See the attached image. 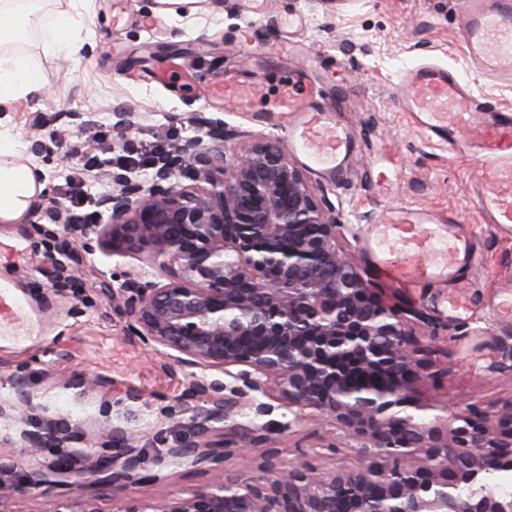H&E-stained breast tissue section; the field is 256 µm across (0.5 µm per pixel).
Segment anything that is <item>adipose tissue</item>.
<instances>
[{"label":"adipose tissue","mask_w":512,"mask_h":512,"mask_svg":"<svg viewBox=\"0 0 512 512\" xmlns=\"http://www.w3.org/2000/svg\"><path fill=\"white\" fill-rule=\"evenodd\" d=\"M43 0H0V106L37 94L41 89L38 67L28 59L11 55L13 47L38 35L44 51L71 52L81 18L74 8L55 11L53 19L34 27V17ZM8 144L0 143V220L23 218L31 201L42 192L39 173L11 155Z\"/></svg>","instance_id":"1"}]
</instances>
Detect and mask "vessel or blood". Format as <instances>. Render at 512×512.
<instances>
[{"mask_svg": "<svg viewBox=\"0 0 512 512\" xmlns=\"http://www.w3.org/2000/svg\"><path fill=\"white\" fill-rule=\"evenodd\" d=\"M462 37L471 71L484 81L512 83V0H463ZM400 99L416 127L431 140L479 158L471 195L482 223L512 233V112L478 99L469 82L451 68L426 61L407 68ZM286 94L274 105V119L288 130V145L306 165L340 176L355 154V133L335 122L330 111L306 95L298 76L285 80ZM215 90L224 98L247 100L250 83L235 70L221 72ZM397 176L391 157H375L368 171L376 195L390 193ZM361 248L388 281L406 288L425 282L458 281L476 262L471 234L456 213L439 214L412 205L396 207L369 225ZM26 294L0 279V338L25 344L14 331L17 318L30 315Z\"/></svg>", "mask_w": 512, "mask_h": 512, "instance_id": "obj_1", "label": "vessel or blood"}]
</instances>
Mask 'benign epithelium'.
<instances>
[{
    "mask_svg": "<svg viewBox=\"0 0 512 512\" xmlns=\"http://www.w3.org/2000/svg\"><path fill=\"white\" fill-rule=\"evenodd\" d=\"M79 130L94 116L56 113ZM202 134L187 147L156 155L142 178L112 169V193L96 199L92 224H72L63 211L33 203L28 223L48 239L58 230L75 245L62 251L54 288L76 287L71 271L100 252L140 258L157 274L102 275L127 335L190 371L178 403L161 409L185 416L184 434L168 444L159 468L190 462L223 470L267 440L259 420L282 411L291 427L326 421L324 448L356 444L354 468L320 471L307 462L286 468L267 459L265 476L240 471L220 485L157 501L129 498L116 512H512V494L492 489L493 473L512 476V406L493 419L468 404L453 416L416 398L439 367L435 337L420 336L426 316L387 303L382 289L349 256L336 208L317 196L281 139L244 143L222 121L195 117ZM137 112L112 113V129L130 132ZM188 182L181 181V178ZM0 421L16 426L13 447L38 458L47 446L77 438L63 418H48L27 383L26 368L10 377ZM105 403L95 426L112 453L64 456L51 475L29 470L0 481V504L13 494L66 487L74 508L106 512L91 489L125 490L154 481L145 474L134 432Z\"/></svg>",
    "mask_w": 512,
    "mask_h": 512,
    "instance_id": "7a95c632",
    "label": "benign epithelium"
}]
</instances>
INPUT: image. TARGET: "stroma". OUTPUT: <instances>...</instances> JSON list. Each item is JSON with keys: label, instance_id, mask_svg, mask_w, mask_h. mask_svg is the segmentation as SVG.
I'll use <instances>...</instances> for the list:
<instances>
[{"label": "stroma", "instance_id": "1", "mask_svg": "<svg viewBox=\"0 0 512 512\" xmlns=\"http://www.w3.org/2000/svg\"><path fill=\"white\" fill-rule=\"evenodd\" d=\"M74 8L84 20L78 53L39 56L42 93L17 99L0 113V140L40 170L59 208L67 207L74 189L69 178L78 169L79 149L93 144L98 132L111 129L114 109L140 113L139 134L171 133L182 145L193 136L189 119L198 113L223 120L241 140L253 142L272 131L260 111L278 97L285 77L297 75L316 104L334 110L337 120L360 140L358 157L343 183L310 169L305 172L316 194L335 205L357 263L367 262L359 247L367 223L359 216L365 212L375 222L398 204L437 213L454 210L472 233L478 261L467 280L398 288L379 273L371 275L391 302L425 312L438 329V346L448 354L447 375L421 386L418 399L435 400L452 410L474 402L491 417L512 403V320L496 314L505 287H512V236L481 223L469 196L478 158L430 143L398 105L401 69L432 59L456 69L493 106L512 110V85L483 81L466 67L460 0H335L318 9L305 0H266L263 15L254 18L247 17L241 0H226L220 8L213 0H76ZM288 14L303 20L299 29L278 34L288 51L261 61L241 49L244 27L272 29ZM226 68L261 86L263 98L246 109L233 100L209 97L211 77ZM56 112H90L96 125L84 133L65 131L58 123L34 125L35 115ZM36 139L51 146L46 160L29 152ZM379 152L396 161L400 176L386 196L373 194L366 180L367 165ZM17 238L28 244L19 257L6 249ZM60 245V240L44 239L30 224L0 221V274L21 287L41 317V331L27 349H0V399L12 393V369L25 365L29 386L48 413L67 417L78 431L69 447L73 455L93 447L102 402L137 410L131 426L145 448V468L155 471L163 441L181 432L179 423L161 418L159 410L176 403L189 373L126 336L99 289L103 269L137 272L141 261L95 255L74 269L78 289L58 292L50 280ZM454 289L470 299L463 322L449 318L441 305ZM493 361L501 363V370L488 371ZM95 376L103 377L104 385L81 394L78 381ZM281 420L277 412L267 416L265 447L253 449L248 459L230 460L225 470L173 466L162 481L109 491L105 499L119 504L129 497L186 496L221 483L228 473L247 469L257 476L270 449L281 467L305 461L324 469L350 468L359 462L360 449L324 447L331 432L327 424L302 422L288 433L280 430Z\"/></svg>", "mask_w": 512, "mask_h": 512}]
</instances>
